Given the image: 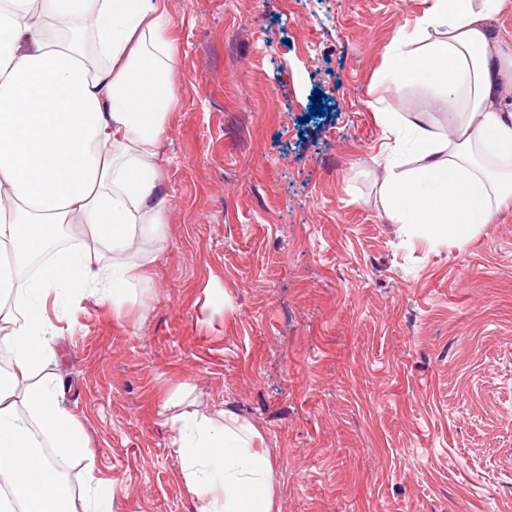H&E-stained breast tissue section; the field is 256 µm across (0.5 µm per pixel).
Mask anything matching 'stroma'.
<instances>
[{"mask_svg":"<svg viewBox=\"0 0 512 512\" xmlns=\"http://www.w3.org/2000/svg\"><path fill=\"white\" fill-rule=\"evenodd\" d=\"M165 3L153 281L123 317L88 297L58 324L102 512H196L174 392L260 430L281 512H512V208L449 238L379 195L376 76L424 0Z\"/></svg>","mask_w":512,"mask_h":512,"instance_id":"stroma-1","label":"stroma"}]
</instances>
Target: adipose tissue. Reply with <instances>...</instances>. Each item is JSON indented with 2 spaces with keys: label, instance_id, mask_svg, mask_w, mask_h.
<instances>
[{
  "label": "adipose tissue",
  "instance_id": "ef3b65f1",
  "mask_svg": "<svg viewBox=\"0 0 512 512\" xmlns=\"http://www.w3.org/2000/svg\"><path fill=\"white\" fill-rule=\"evenodd\" d=\"M425 2L387 46L372 105L389 132L381 199L392 223L455 233L512 203V51L490 27L512 0ZM177 55L163 0H0V252L12 257L0 268V512H98L95 457L53 369L55 321L89 296L121 316L129 286L153 278L132 247L168 224L159 146ZM422 82L443 98L444 136L392 110ZM60 224L95 248L51 250ZM172 404L160 413L197 512H280L259 430L227 408ZM78 455L92 477L81 507L67 477Z\"/></svg>",
  "mask_w": 512,
  "mask_h": 512
}]
</instances>
